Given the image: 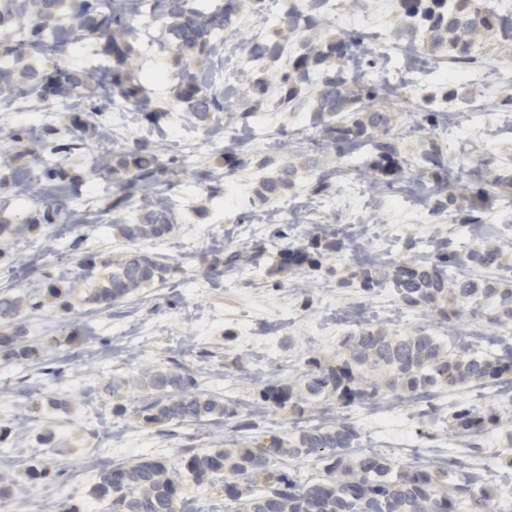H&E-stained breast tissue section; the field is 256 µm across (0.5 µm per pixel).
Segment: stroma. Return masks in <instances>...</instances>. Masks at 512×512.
<instances>
[{
  "label": "stroma",
  "mask_w": 512,
  "mask_h": 512,
  "mask_svg": "<svg viewBox=\"0 0 512 512\" xmlns=\"http://www.w3.org/2000/svg\"><path fill=\"white\" fill-rule=\"evenodd\" d=\"M262 15L243 9L237 26L247 39L262 42L282 23L284 0H264ZM375 25L389 37L393 50L405 43L396 30L399 17L392 0H379L371 19L355 12H341L330 22L340 36L362 34ZM139 39L130 55L131 66L142 75L143 95L156 102V121L114 125L110 150L127 152L135 142L156 146L168 171L163 190L173 200L174 229L164 239L144 244L176 271L166 282L146 288L136 296L105 307L72 296L71 310L47 292L50 278L65 275L80 279L86 259L102 260L130 251L131 243L112 227L106 208L120 192L107 169L98 164L99 134L109 108L108 96L98 100L99 113L49 111L32 95L16 101L11 112L0 111V156L11 150L13 131L37 115L39 128L56 129L58 138H69L71 115L83 116L87 127L85 146L70 156L55 155L41 142L31 144V156L13 159L9 169L11 188L0 192V216L22 223L18 182L44 181L51 167L58 175L44 181L49 205H63L69 221L40 224L0 242V289L25 286L39 306L23 315L25 336L36 346V360L0 366V475L23 483L24 512H46L50 503L64 499L78 512H91L97 503L95 479L83 476L86 462L96 458L104 467L131 464L144 456L165 461L179 474L182 499L216 512L223 507L220 486L197 484L184 466L186 451L239 448L244 441L223 420L172 426L144 422L139 410L150 394L137 384L145 368H179L200 387L218 393L254 422L260 442L291 435L306 426L331 425L346 420L355 426L358 445L373 448L400 461L430 462L443 466L449 459L465 460L468 470L486 474L497 491L494 512H512V469L500 460L512 453V406H503L500 393L512 389V372L478 387L438 391L432 411H423L416 400L396 402L398 425L390 428L380 419L376 405L336 404L318 406L306 415L264 403L262 392L293 380L307 358L324 364L336 362V348L346 329L345 315H357L360 326L384 324L409 332L423 327L458 349V339L470 336V351L492 357L511 354L497 331L485 328L471 314L443 320L434 313L400 311L396 290L384 281L373 293L362 292L349 277L358 267L382 271L384 264L409 257H426L425 242L431 234L454 239L460 251L469 250L482 238H512V200L500 199L483 210L479 225L461 223L458 212L438 218L432 215L427 180L404 182L386 188L373 178L356 175L347 160L335 154L296 147L310 134L307 123L313 95L294 112H281L274 100L258 105L247 102L244 92L258 77L272 79L286 64L285 58L251 61L238 50L225 48L223 57L211 60L209 79L213 90L233 86L224 98L227 113L249 109L257 117L248 136L251 151L225 179L220 192L195 182L196 170L209 166L220 154L233 123L216 135L213 122L199 121L187 105L174 98L189 60L170 46V35L161 19L140 23ZM484 57L486 84L456 75L447 58H428L430 71L419 95L398 89L380 101L381 110L396 113L411 132L402 138L407 158L417 157L428 136H435L450 157L465 159L479 168L492 154L501 165L512 167V43L493 42L478 51ZM232 79H225V72ZM444 111L434 134L412 129L417 113ZM491 113L490 125L477 126L472 111ZM296 157L298 170L292 188L267 195L263 180L274 177L276 165ZM269 158L271 166L259 168L257 159ZM338 176L325 190H317L322 171ZM295 214L291 238L304 242L319 226L335 229L353 224L363 227L364 249H347L323 261L320 269L282 280L274 264L255 259L258 247L272 243L273 228L266 220L271 209ZM247 255L239 269L211 279L210 265L224 257L225 248ZM293 320L274 330L273 321L283 310ZM125 378L126 386L113 393L112 380ZM494 410L503 425L485 434L483 448L468 453L448 429V419L459 405ZM108 423L112 435L96 444L99 423ZM24 436L31 448L22 453L10 434Z\"/></svg>",
  "instance_id": "obj_1"
}]
</instances>
